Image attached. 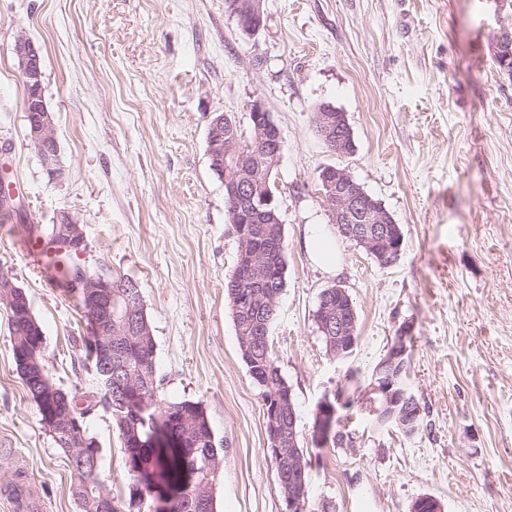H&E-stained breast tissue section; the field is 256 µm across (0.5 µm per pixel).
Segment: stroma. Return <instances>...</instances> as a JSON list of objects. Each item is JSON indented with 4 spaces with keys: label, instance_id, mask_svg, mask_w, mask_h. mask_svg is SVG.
Masks as SVG:
<instances>
[{
    "label": "stroma",
    "instance_id": "obj_1",
    "mask_svg": "<svg viewBox=\"0 0 512 512\" xmlns=\"http://www.w3.org/2000/svg\"><path fill=\"white\" fill-rule=\"evenodd\" d=\"M266 28L242 36L225 0H0V169L21 190L22 216L83 225L76 262L136 279L155 340L164 401L200 402L224 452L217 512H287L260 389L241 358L225 284L237 259L224 183L211 170L212 115L247 125L262 98L285 147L275 177L287 285L271 326L273 354L296 408L319 512H410L419 497L444 512H512V77L494 61L512 12L498 0H265ZM40 49L63 177L49 179L28 146L17 35ZM347 116L354 150L317 135L315 108ZM348 168L400 224L397 262L380 267L337 236L329 273L304 245L309 225L335 234L320 168ZM0 224V273L26 293L43 358L69 393L97 391L86 367L77 299ZM344 286L357 310L352 355L327 354L313 314ZM413 347L406 383L423 408L407 436L364 405L339 408L350 445L314 443V412L349 375L369 382L401 326ZM86 426L100 480L126 503L129 475L109 414ZM50 512H79L76 476L45 431L17 371L11 313L0 302V437Z\"/></svg>",
    "mask_w": 512,
    "mask_h": 512
}]
</instances>
